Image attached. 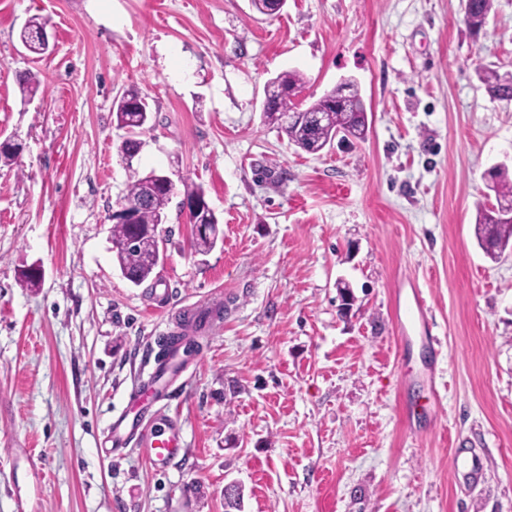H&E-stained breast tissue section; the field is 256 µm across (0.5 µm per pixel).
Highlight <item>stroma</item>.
<instances>
[{
  "instance_id": "stroma-1",
  "label": "stroma",
  "mask_w": 512,
  "mask_h": 512,
  "mask_svg": "<svg viewBox=\"0 0 512 512\" xmlns=\"http://www.w3.org/2000/svg\"><path fill=\"white\" fill-rule=\"evenodd\" d=\"M35 15L38 58L19 40ZM484 66L512 73V0L476 36L462 0H0V135L23 147L0 162V512H226L234 487L241 512H512V248L474 236L486 171H512V101ZM286 70L308 104L354 83L366 140L313 155L264 124ZM131 84L152 119L128 161L112 104ZM151 171L176 181L159 291L110 241ZM188 183L219 219L205 255ZM413 286L440 345L418 324L396 343ZM204 300L211 333L155 406L184 451L160 472L105 455L173 314ZM481 80L487 86L489 93L499 100H512V75L502 76L498 70L485 67L481 70Z\"/></svg>"
}]
</instances>
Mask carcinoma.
I'll return each instance as SVG.
<instances>
[{
    "mask_svg": "<svg viewBox=\"0 0 512 512\" xmlns=\"http://www.w3.org/2000/svg\"><path fill=\"white\" fill-rule=\"evenodd\" d=\"M494 7V0H468V10L463 15L470 32L480 33ZM45 27L40 17L28 21L20 32V40L27 50L42 54L38 34ZM481 80L489 93L499 100H512V75L502 76L498 70L485 67ZM305 80L298 71H288L272 79L266 88L263 120L268 125L282 128L281 115L297 108L294 99L303 89ZM41 80L36 72L20 77V87L26 97L33 96ZM310 118L285 131L288 140L310 154H317L333 143L339 131L363 140L368 133V116L365 103L354 85H341L332 93L303 108ZM113 115L117 126L128 130L129 137L121 145L122 153L133 158L139 143L133 136L150 122V109L139 89L130 85L114 102ZM488 187L495 193L497 205L477 208L476 237L485 252L493 257L512 242V178L507 170L499 167L489 173ZM172 193L160 187H150L142 180L132 181L123 197L126 204H136L137 227L128 224L112 225L113 260L119 269L127 272L129 281L139 286L153 278L156 266L152 258L159 251L162 240L160 225L165 223V210ZM196 222L206 224L209 232L195 236L193 247L198 254L209 252L219 236V219L211 208L196 214Z\"/></svg>",
    "mask_w": 512,
    "mask_h": 512,
    "instance_id": "carcinoma-1",
    "label": "carcinoma"
}]
</instances>
